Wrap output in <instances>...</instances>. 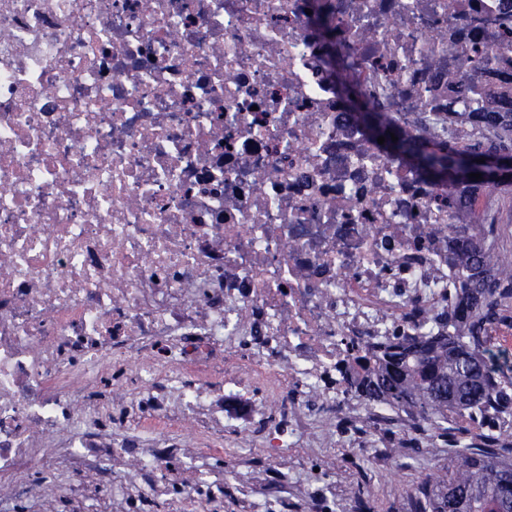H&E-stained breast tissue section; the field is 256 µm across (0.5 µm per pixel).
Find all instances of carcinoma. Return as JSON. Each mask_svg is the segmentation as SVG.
Returning <instances> with one entry per match:
<instances>
[{"mask_svg":"<svg viewBox=\"0 0 512 512\" xmlns=\"http://www.w3.org/2000/svg\"><path fill=\"white\" fill-rule=\"evenodd\" d=\"M478 118L483 138L495 141L489 151H512V136L499 133V113L480 112ZM376 127L378 137H398L389 157L434 183L466 182L492 191L512 186V178L486 173L479 181L469 178L463 157L484 153L478 147L430 145L380 119ZM488 257L501 266L503 277L483 292L482 309L458 304L448 313L455 335L395 336L371 345L358 359L367 370L357 386L359 397L414 409L423 434L419 443L441 441L451 448L448 464L431 467L414 484L411 512H512V461L501 455L502 435L487 433L485 448L473 449L443 426L448 413L463 410L512 416V358L490 343V330L512 309V253L499 249Z\"/></svg>","mask_w":512,"mask_h":512,"instance_id":"1","label":"carcinoma"}]
</instances>
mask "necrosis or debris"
<instances>
[{
    "label": "necrosis or debris",
    "instance_id": "obj_1",
    "mask_svg": "<svg viewBox=\"0 0 512 512\" xmlns=\"http://www.w3.org/2000/svg\"><path fill=\"white\" fill-rule=\"evenodd\" d=\"M335 41L429 139L512 96V0H0V512H216L229 485L325 512L347 483L303 488L311 450L409 443L413 412L336 367L452 332L497 275L460 257L484 194L379 150Z\"/></svg>",
    "mask_w": 512,
    "mask_h": 512
}]
</instances>
